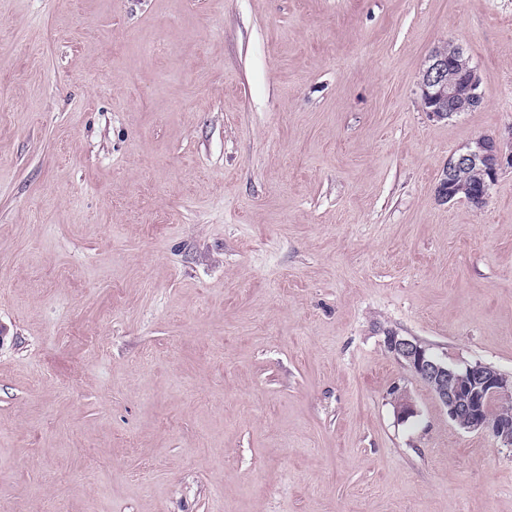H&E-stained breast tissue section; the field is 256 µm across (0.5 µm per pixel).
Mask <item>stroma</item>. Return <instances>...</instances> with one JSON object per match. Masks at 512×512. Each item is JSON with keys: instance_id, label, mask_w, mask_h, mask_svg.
Returning a JSON list of instances; mask_svg holds the SVG:
<instances>
[{"instance_id": "1", "label": "stroma", "mask_w": 512, "mask_h": 512, "mask_svg": "<svg viewBox=\"0 0 512 512\" xmlns=\"http://www.w3.org/2000/svg\"><path fill=\"white\" fill-rule=\"evenodd\" d=\"M482 135L512 0H0V512H512L385 346L512 376V168L434 194ZM447 47L441 46L442 50H433L429 54L420 79L423 110L435 122L469 112L481 103L480 80L470 58L459 45L448 54L443 51ZM448 71L461 74L463 80H448V76L455 79V75Z\"/></svg>"}]
</instances>
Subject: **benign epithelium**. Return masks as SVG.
Here are the masks:
<instances>
[{"label":"benign epithelium","mask_w":512,"mask_h":512,"mask_svg":"<svg viewBox=\"0 0 512 512\" xmlns=\"http://www.w3.org/2000/svg\"><path fill=\"white\" fill-rule=\"evenodd\" d=\"M450 71L461 74L463 80L448 79ZM479 86L477 71L461 46H455L448 54L434 50L420 79L423 110L435 122L469 112L481 103ZM506 166L512 167V152L505 153L496 138L480 136L448 158L435 187L436 196L443 203L455 200L456 184L471 178L473 190L468 202L480 208ZM385 343L393 357L431 390L451 421L470 431L489 432L503 447H512V414L492 420L487 413L493 402L512 405L511 376L481 363L450 365L414 339L397 333L386 336ZM394 401L400 419L416 415L406 392L395 391Z\"/></svg>","instance_id":"obj_1"}]
</instances>
